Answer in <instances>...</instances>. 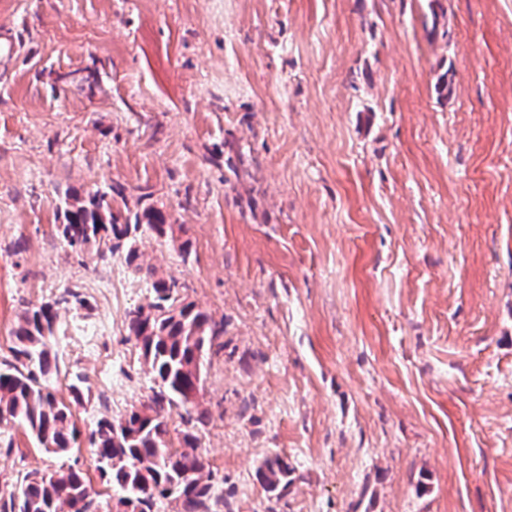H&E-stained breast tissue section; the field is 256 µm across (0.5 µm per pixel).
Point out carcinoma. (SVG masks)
Segmentation results:
<instances>
[{"label": "carcinoma", "mask_w": 512, "mask_h": 512, "mask_svg": "<svg viewBox=\"0 0 512 512\" xmlns=\"http://www.w3.org/2000/svg\"><path fill=\"white\" fill-rule=\"evenodd\" d=\"M63 223L56 230L69 246L104 243L105 252L125 251V261L150 284L152 302L128 313L127 329L140 346L151 368L156 388L148 402L118 420L101 418L86 436L96 454L100 476L122 491L113 512H154L156 501L172 499L177 512H212V473L198 452L196 437L186 430L175 438L168 424L170 411L183 407L186 423H201L205 412L189 399L203 382L198 356L211 349L224 332L208 316L181 299L184 285L157 275L156 268L139 262L133 233L140 228L159 238L179 242L183 226L171 223V216L151 209L144 215L122 217L106 201L93 194L89 203L65 193ZM82 304L80 293L65 290L40 306L25 311L13 332L14 358L21 366L0 369V422L19 424L34 438L39 448L52 455L71 453L81 431L73 420L71 403L82 401L81 378L69 385L73 402L57 396L40 381L51 372L48 339L60 310ZM293 469L288 459L276 454L257 469V479L271 492L288 485ZM18 489L0 495V512H97L95 491L86 475L69 466L49 472L26 473L17 481Z\"/></svg>", "instance_id": "cac0c4a2"}]
</instances>
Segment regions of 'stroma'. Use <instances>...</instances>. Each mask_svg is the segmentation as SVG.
<instances>
[{"mask_svg":"<svg viewBox=\"0 0 512 512\" xmlns=\"http://www.w3.org/2000/svg\"><path fill=\"white\" fill-rule=\"evenodd\" d=\"M4 38L0 364L70 288L47 383L81 377L84 431L148 401L149 284L55 233L65 191L115 187L184 226L141 258L224 327L194 428L216 512H512V0H0ZM64 464L108 512L91 448L0 422V490ZM293 469L288 464V459L280 454L266 458L257 469V479L271 492L278 490L280 486H287L291 479Z\"/></svg>","mask_w":512,"mask_h":512,"instance_id":"obj_1","label":"stroma"}]
</instances>
